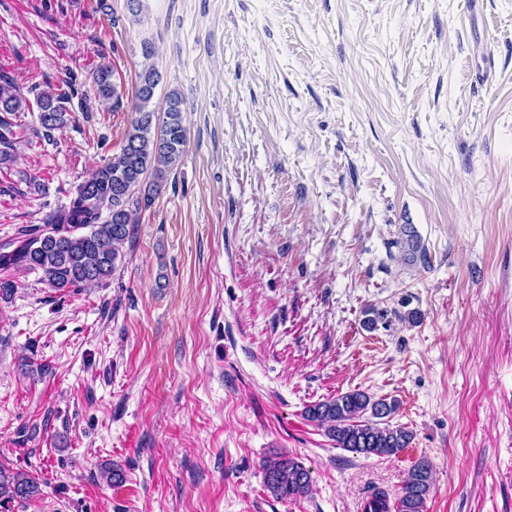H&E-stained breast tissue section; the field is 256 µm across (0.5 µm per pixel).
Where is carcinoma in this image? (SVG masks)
Returning a JSON list of instances; mask_svg holds the SVG:
<instances>
[{
	"label": "carcinoma",
	"mask_w": 512,
	"mask_h": 512,
	"mask_svg": "<svg viewBox=\"0 0 512 512\" xmlns=\"http://www.w3.org/2000/svg\"><path fill=\"white\" fill-rule=\"evenodd\" d=\"M98 98L112 102V111H121L114 69L101 62L92 71ZM138 78L131 120L120 151L112 154L71 192L69 204L54 212L42 225L23 226L15 240L0 247V269L23 268L39 271L49 287L63 291L85 288L108 279L122 264L123 245L149 208L167 176L181 161L187 143L182 123V98L167 94L163 115L149 108L158 85L154 65L145 66ZM69 98L54 89L37 97L39 123L46 137L63 129L71 119ZM28 101L9 79L0 77V165L13 162L21 142L20 125L12 116L28 109ZM151 181H146L147 177ZM401 259L413 264L425 261L421 237L409 225L401 230ZM397 411L393 401L375 398L355 390L339 394L307 408L310 420L325 429L336 447L359 454L392 456L409 447L413 434L390 424ZM264 482L278 499L293 500L311 487L309 470L292 457H276L262 464ZM434 485V469L421 457L411 466L395 495L396 512H426V502ZM41 494V483L31 474L0 463V512Z\"/></svg>",
	"instance_id": "1"
}]
</instances>
